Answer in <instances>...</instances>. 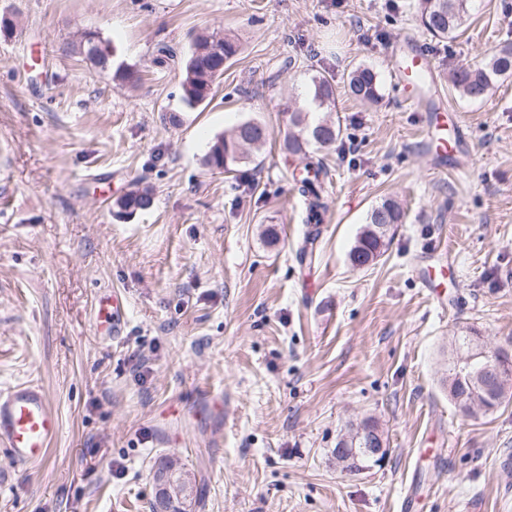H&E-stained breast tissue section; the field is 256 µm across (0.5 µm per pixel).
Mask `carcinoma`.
<instances>
[{
    "mask_svg": "<svg viewBox=\"0 0 512 512\" xmlns=\"http://www.w3.org/2000/svg\"><path fill=\"white\" fill-rule=\"evenodd\" d=\"M472 0H418L417 12L423 31L438 41L453 40L459 36L469 16ZM87 53L96 64L108 67L114 51L109 44L90 33L86 38ZM239 50L236 41L220 37L212 41L202 38L197 48L183 61L182 91L183 102L192 108L205 102L211 95L216 78L222 74L218 66L233 59ZM512 76V43L496 48L483 63L474 67H458L449 72L448 80L461 97L472 101L487 98L501 78ZM348 92L356 99L373 102L379 97L377 73L368 66H359L346 76ZM311 101L321 115L314 117L305 108H296L288 113L287 132L283 147L291 154L306 152L314 144L329 149L341 137V128L327 115L329 106L336 103V86L325 76L312 79ZM271 137V132L261 122L247 119L230 131L218 135L206 155V164L214 169L230 173L236 167L253 160ZM327 168L320 159L309 158L302 172L294 177L297 188L308 200L307 222L322 223L325 212L324 194ZM151 205V197L143 191H132L117 201L118 214H131ZM404 212L392 199H385L373 206L367 213L365 226L357 235L349 252L351 264L361 268L368 261L382 255L384 247L391 241L394 225L403 223ZM452 352L459 358L448 366V395L458 408L466 414L480 409L487 414L504 401L503 391L512 384V356L505 348L500 349L501 376L491 384L479 385L474 381L483 375L485 358L482 356L481 337L475 329L465 328L451 339ZM347 447L356 449L357 469L365 470L375 465L374 458L361 451L365 437H356L354 431L347 433ZM153 481L154 499L151 512L163 508L167 512H185L184 503L191 505L198 500L196 479L168 457L156 464Z\"/></svg>",
    "mask_w": 512,
    "mask_h": 512,
    "instance_id": "obj_1",
    "label": "carcinoma"
}]
</instances>
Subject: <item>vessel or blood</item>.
I'll return each instance as SVG.
<instances>
[{"label": "vessel or blood", "instance_id": "obj_1", "mask_svg": "<svg viewBox=\"0 0 512 512\" xmlns=\"http://www.w3.org/2000/svg\"><path fill=\"white\" fill-rule=\"evenodd\" d=\"M392 70L402 96L416 105L426 101L425 86L436 85L438 80L427 52L415 40L395 56ZM429 104L423 143L437 157L453 158L461 151L463 119L442 102ZM59 430L58 416L39 385L20 383L0 390V447L9 450L15 463L43 462Z\"/></svg>", "mask_w": 512, "mask_h": 512}]
</instances>
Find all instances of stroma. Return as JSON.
Returning a JSON list of instances; mask_svg holds the SVG:
<instances>
[{"mask_svg": "<svg viewBox=\"0 0 512 512\" xmlns=\"http://www.w3.org/2000/svg\"><path fill=\"white\" fill-rule=\"evenodd\" d=\"M0 389L42 386L60 432L40 464L0 447V512H150L152 469L175 456L195 512H512V399L462 416L442 380L448 343L475 325L512 343V78L479 103L448 72L512 42V0H474L466 31L423 32L417 0H0ZM114 47L113 80L84 36ZM235 39L208 101L182 102L199 36ZM431 54L461 112L466 165L418 149L423 115L391 79L408 39ZM173 59H166L162 48ZM379 77L377 103L338 95L343 137L321 156L327 209L309 256L282 148L310 78ZM254 118L273 137L227 174L217 135ZM152 204L118 217L115 202ZM404 210L382 257L349 252L371 206ZM124 302L122 331L94 323ZM224 395V422L196 413ZM374 419L380 465L345 472L339 435ZM151 197L147 192L132 191L117 201L118 214H133L134 211L144 210L150 207Z\"/></svg>", "mask_w": 512, "mask_h": 512, "instance_id": "obj_1", "label": "stroma"}]
</instances>
